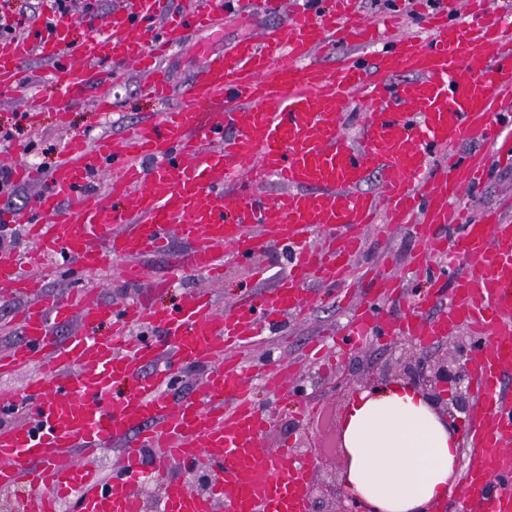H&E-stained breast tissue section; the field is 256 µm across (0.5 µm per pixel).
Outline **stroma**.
<instances>
[{
    "label": "stroma",
    "instance_id": "obj_1",
    "mask_svg": "<svg viewBox=\"0 0 512 512\" xmlns=\"http://www.w3.org/2000/svg\"><path fill=\"white\" fill-rule=\"evenodd\" d=\"M269 16H257L254 23L221 20L209 30H193L188 34L189 48L172 51L165 61L173 84L171 97L163 102L145 96L141 91L144 77L134 67L112 63L105 70L110 82L112 110L110 113L97 111L90 98L66 102L69 113L66 128H59L54 112L43 113L36 132L40 142L35 150L21 157L12 153L0 152V164L14 161L34 162L36 167H53L64 150L66 143L73 138H92L101 133L119 134L129 125L168 111L183 104L182 92L194 78L201 64L203 52H221L242 38L254 34L257 27L272 24ZM512 200V169L490 166L482 187L468 193L462 200L471 214H479L484 209L496 207ZM420 245L405 224H391L379 221L364 233V246L350 260L353 283L349 296H342L333 288L318 284L309 286V306L305 314L288 319L283 329L288 334L287 342H280L276 335L266 336L245 348L241 359L250 368L269 364L276 365L288 361L297 362L300 372L288 387V401L276 403L273 391L262 382H255V396L261 406L272 413L264 445L276 448L281 445H294L299 436L301 420L298 416L300 402L312 398L318 402L321 413L318 417L320 428L318 441L329 444L334 439V418L336 400L333 390L345 378H360L378 373L380 367L391 358L407 353L419 364L426 365L433 360L451 353V339H444L423 347L410 343L407 349L395 348L392 343L371 339L358 345H339V362L335 371L324 368L305 358L309 342L324 331L339 332L349 314L351 305L364 301L367 297V284L377 273L389 276H403L404 291L400 297L378 300L377 305L383 316H403L420 313L424 318L437 316L442 303L418 306L420 293L427 288L426 279L406 278L405 272L414 252ZM182 253L180 242H172L165 252L146 258L147 275L152 279L169 281V288L155 295L157 304L172 307L192 291L206 288L212 291L219 311H226L241 298L256 293L264 286H272L284 274L287 256L281 247L272 246L239 265L225 268L224 277L211 281L201 276L182 275L176 270ZM262 270V278H255V270ZM47 291L64 295L79 288L91 289L94 296L115 305L142 295L137 285L124 281L114 269H106L97 274H87L78 264L69 269H55L44 279Z\"/></svg>",
    "mask_w": 512,
    "mask_h": 512
}]
</instances>
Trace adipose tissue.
<instances>
[{
	"label": "adipose tissue",
	"mask_w": 512,
	"mask_h": 512,
	"mask_svg": "<svg viewBox=\"0 0 512 512\" xmlns=\"http://www.w3.org/2000/svg\"><path fill=\"white\" fill-rule=\"evenodd\" d=\"M344 439V484L366 512H430L457 471L452 428L408 385L389 383L355 397Z\"/></svg>",
	"instance_id": "1"
}]
</instances>
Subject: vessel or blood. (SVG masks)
<instances>
[{
  "instance_id": "vessel-or-blood-1",
  "label": "vessel or blood",
  "mask_w": 512,
  "mask_h": 512,
  "mask_svg": "<svg viewBox=\"0 0 512 512\" xmlns=\"http://www.w3.org/2000/svg\"><path fill=\"white\" fill-rule=\"evenodd\" d=\"M469 2L468 19L432 11L422 33L404 35L399 19L367 18L359 0H330L320 12L300 0L289 10L284 0H213L207 9L121 0L102 30L75 46L66 22L0 40V94L24 100L33 119L50 102L37 91L39 75H22L31 56L52 61L58 99L91 88L108 112L103 63L135 67L163 100L172 88L161 60L186 45L189 30L213 27L225 13L285 18L204 55L179 108L117 137L70 141L49 172L15 165L16 182L40 186L27 209L0 214L2 224L23 225L30 245L22 254L0 250V286L27 300L14 318L22 339L0 352V375L36 370L23 393L0 398L27 414L0 427V489L16 492V512H59L65 498L72 512H144L137 487L146 474L162 489L158 512H214L219 501L224 512H310L311 462L285 445L264 448L271 417L251 396L248 369L227 352L301 314L310 283L347 287L349 260L381 209L421 243L415 275L433 262L453 272L460 256L471 270L447 311L429 320L383 321L373 300L356 305L344 342L409 337L429 345L465 327L479 342L471 359L478 391H494L512 372V219L499 208L467 218L459 203L488 167L455 151L464 138L512 131V24L488 0ZM338 43L352 54L331 70L314 63ZM358 95L369 107L353 147L341 120ZM104 172L111 179L102 196L89 183ZM373 173L376 194L361 189ZM272 180L281 191L270 197L263 187ZM116 196L122 209L109 203ZM450 224L466 227L453 245L440 233ZM175 235L192 244L179 260L189 273L221 276L271 243L289 253L288 272L220 315L205 292L173 308L140 297L117 310L85 291L46 292L41 277L24 271L73 260L93 273L117 260L120 277L138 284L146 278L140 259L166 250ZM73 320L112 332L54 336L53 325ZM185 363L207 366L202 393L170 401L168 374ZM463 447L449 502L458 512H512V403L487 401ZM69 448H110L119 463L104 480L67 459ZM201 460L212 474L208 496L175 477Z\"/></svg>"
}]
</instances>
